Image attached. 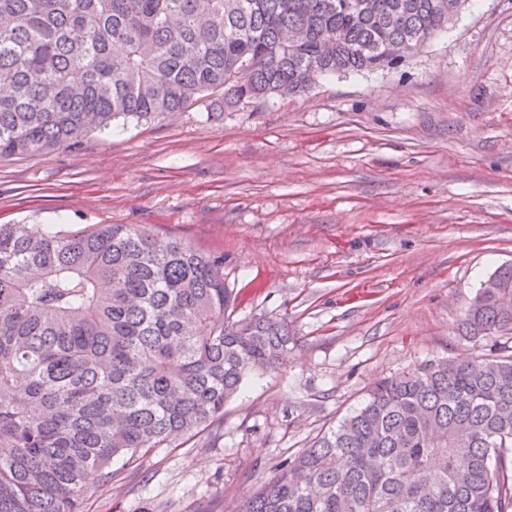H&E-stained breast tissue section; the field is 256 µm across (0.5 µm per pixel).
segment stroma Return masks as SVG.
I'll return each instance as SVG.
<instances>
[{"mask_svg": "<svg viewBox=\"0 0 512 512\" xmlns=\"http://www.w3.org/2000/svg\"><path fill=\"white\" fill-rule=\"evenodd\" d=\"M0 224L145 225L223 256L233 319L287 320L280 370L249 377L193 437L113 458L81 508L239 512L379 379L512 346L461 326L512 264V0H469L388 71L0 158Z\"/></svg>", "mask_w": 512, "mask_h": 512, "instance_id": "35a3bbf8", "label": "stroma"}]
</instances>
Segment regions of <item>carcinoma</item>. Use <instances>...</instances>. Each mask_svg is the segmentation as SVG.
I'll use <instances>...</instances> for the list:
<instances>
[{"instance_id": "carcinoma-1", "label": "carcinoma", "mask_w": 512, "mask_h": 512, "mask_svg": "<svg viewBox=\"0 0 512 512\" xmlns=\"http://www.w3.org/2000/svg\"><path fill=\"white\" fill-rule=\"evenodd\" d=\"M466 0H0V157L198 102L391 67ZM224 260L141 224H0V512H80L134 457L224 418L293 337L226 316ZM512 334V265L463 319ZM241 512H512V353L430 361L287 458Z\"/></svg>"}]
</instances>
